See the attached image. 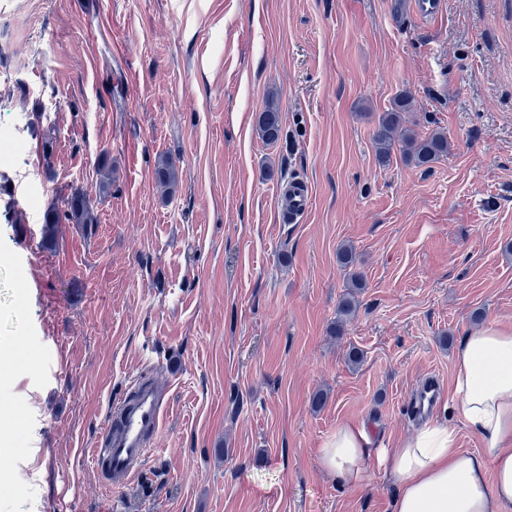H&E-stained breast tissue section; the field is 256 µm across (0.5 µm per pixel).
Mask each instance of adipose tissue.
I'll return each instance as SVG.
<instances>
[{
  "instance_id": "adipose-tissue-1",
  "label": "adipose tissue",
  "mask_w": 512,
  "mask_h": 512,
  "mask_svg": "<svg viewBox=\"0 0 512 512\" xmlns=\"http://www.w3.org/2000/svg\"><path fill=\"white\" fill-rule=\"evenodd\" d=\"M452 388L456 414L480 440L477 451L458 448L446 424L376 450L365 423H345L319 451L323 471L338 485H361L374 453L397 483L392 512H512V331L488 326L463 336Z\"/></svg>"
}]
</instances>
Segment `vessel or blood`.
Segmentation results:
<instances>
[{
	"mask_svg": "<svg viewBox=\"0 0 512 512\" xmlns=\"http://www.w3.org/2000/svg\"><path fill=\"white\" fill-rule=\"evenodd\" d=\"M444 0H407L412 17L428 21L443 11ZM283 207L279 221L294 224L307 212L312 189L300 178L289 179L278 189ZM168 404L154 380L141 376L134 380L128 397L111 404L104 426L90 451L93 469L111 481L112 487L126 486L143 467L150 442L157 438L167 415Z\"/></svg>",
	"mask_w": 512,
	"mask_h": 512,
	"instance_id": "obj_1",
	"label": "vessel or blood"
}]
</instances>
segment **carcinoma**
<instances>
[{
  "instance_id": "obj_1",
  "label": "carcinoma",
  "mask_w": 512,
  "mask_h": 512,
  "mask_svg": "<svg viewBox=\"0 0 512 512\" xmlns=\"http://www.w3.org/2000/svg\"><path fill=\"white\" fill-rule=\"evenodd\" d=\"M411 105L407 94L398 96L391 109L382 113L375 134L378 158L382 162L390 159L394 148L410 161L420 167H429L441 158L448 156V138L445 133L435 131L420 138L414 131L405 127L404 114ZM259 133L268 143L277 142L282 133L281 117L278 104L269 101L259 117ZM156 182L162 193L172 190L175 182V166L169 160L161 161L156 168ZM98 223L95 202L76 188L70 192L60 191L56 203L49 210L43 225L47 236H55L60 224H96ZM360 287V277L351 276L352 291L342 299L337 312L336 330H341L346 317L355 312L357 300L354 290Z\"/></svg>"
}]
</instances>
